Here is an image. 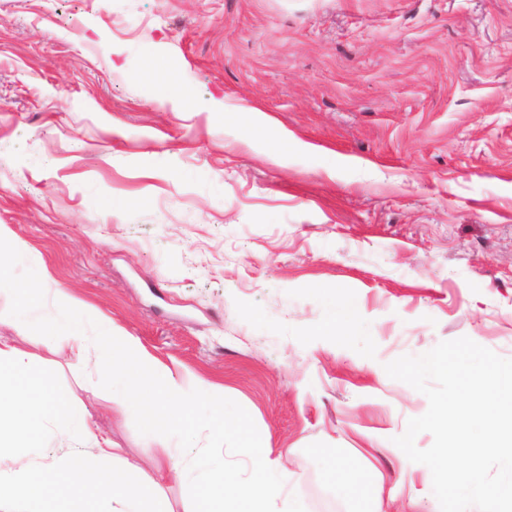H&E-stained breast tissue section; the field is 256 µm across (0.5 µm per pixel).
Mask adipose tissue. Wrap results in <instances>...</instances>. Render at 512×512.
I'll use <instances>...</instances> for the list:
<instances>
[{
    "label": "adipose tissue",
    "instance_id": "obj_1",
    "mask_svg": "<svg viewBox=\"0 0 512 512\" xmlns=\"http://www.w3.org/2000/svg\"><path fill=\"white\" fill-rule=\"evenodd\" d=\"M4 240L36 273L31 289L38 298L18 306L15 318L35 322L36 332L66 343L79 355L111 348L108 386L113 405L124 410L143 396L152 397L179 421L184 442L178 455L152 460L154 477L139 481L140 463L116 454L111 442L99 436L86 410L65 405L47 385L32 383V354L0 344V447L9 448L13 461L12 467L0 469V506L8 512H79L77 469L86 460L92 477L103 463L118 470L117 478L97 499L98 512H168L159 495L164 483L184 488L183 512H268L269 502L282 488V466L270 449L253 440L241 443L239 452L250 465V477L243 481L227 466L222 447H198L193 437L194 432L223 421L217 387L174 372L156 360L138 337L57 287L39 256L11 239L1 224L0 242ZM50 422L63 423L74 438L56 464L33 466L31 452L45 447L44 428Z\"/></svg>",
    "mask_w": 512,
    "mask_h": 512
}]
</instances>
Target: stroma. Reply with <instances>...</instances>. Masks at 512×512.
<instances>
[{"label":"stroma","mask_w":512,"mask_h":512,"mask_svg":"<svg viewBox=\"0 0 512 512\" xmlns=\"http://www.w3.org/2000/svg\"><path fill=\"white\" fill-rule=\"evenodd\" d=\"M1 224L223 388L291 512H367L378 483L385 512H440L394 443L428 400L384 366L460 337L512 358V0H0ZM30 279L0 280V340L122 457L165 456L160 410L117 412L11 318Z\"/></svg>","instance_id":"35a3bbf8"}]
</instances>
